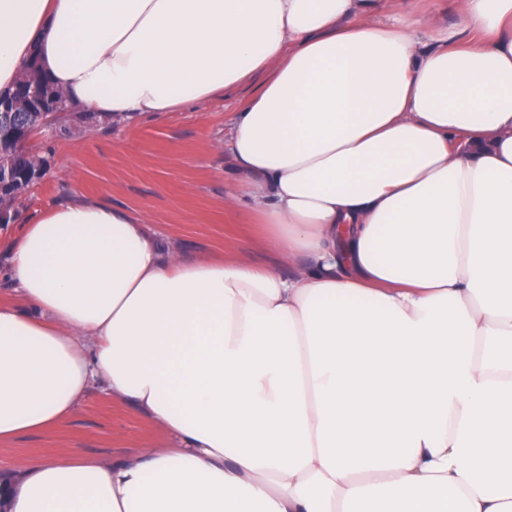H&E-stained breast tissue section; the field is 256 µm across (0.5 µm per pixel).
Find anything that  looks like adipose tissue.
Masks as SVG:
<instances>
[{
	"label": "adipose tissue",
	"instance_id": "ef3b65f1",
	"mask_svg": "<svg viewBox=\"0 0 512 512\" xmlns=\"http://www.w3.org/2000/svg\"><path fill=\"white\" fill-rule=\"evenodd\" d=\"M0 0V91L36 62L118 120L252 79L224 152L284 276L185 261L73 200L0 272V440L96 386L172 446L20 464L0 512H512V0Z\"/></svg>",
	"mask_w": 512,
	"mask_h": 512
}]
</instances>
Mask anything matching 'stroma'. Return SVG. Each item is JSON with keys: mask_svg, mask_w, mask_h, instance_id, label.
I'll use <instances>...</instances> for the list:
<instances>
[{"mask_svg": "<svg viewBox=\"0 0 512 512\" xmlns=\"http://www.w3.org/2000/svg\"><path fill=\"white\" fill-rule=\"evenodd\" d=\"M254 90L250 83L198 106L119 120L90 133L34 135L29 147L44 157L48 170L17 203L13 221L0 224V266L7 244L26 225L36 223L50 205L79 198L142 215L160 243L185 259L227 256L291 274L287 258L264 246V227L254 212L226 205L234 172L219 145L234 112ZM167 445L160 426L99 387L57 427L0 441V471L18 462L73 455L109 460Z\"/></svg>", "mask_w": 512, "mask_h": 512, "instance_id": "35a3bbf8", "label": "stroma"}]
</instances>
